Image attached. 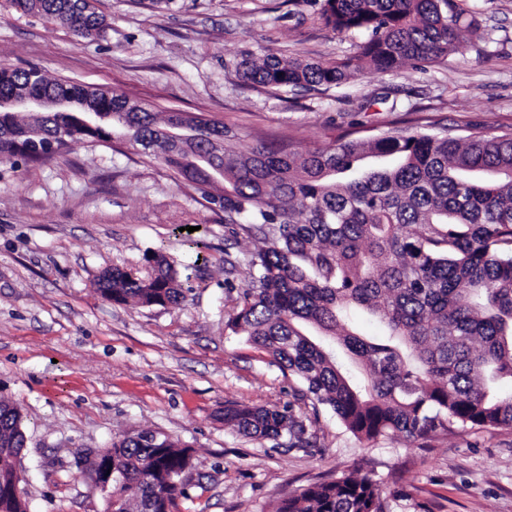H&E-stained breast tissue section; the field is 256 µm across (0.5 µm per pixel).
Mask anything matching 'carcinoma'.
<instances>
[{
	"label": "carcinoma",
	"instance_id": "obj_1",
	"mask_svg": "<svg viewBox=\"0 0 512 512\" xmlns=\"http://www.w3.org/2000/svg\"><path fill=\"white\" fill-rule=\"evenodd\" d=\"M12 3L83 39L104 23L85 0ZM321 16L338 33L366 34L355 56L335 63L244 58L243 77L274 88L331 87L367 69L438 62L457 50L463 31L479 30L455 0H324ZM25 89L62 94L73 106L3 116L0 161L39 163L53 145L129 142L143 161L224 211V224L251 243L247 285L228 326L302 383L298 400L308 411L228 403L224 423L246 437L285 439L290 448L315 447L311 429L322 407L366 440L512 429V392L490 386L512 381L511 131L348 133L300 154L262 142L244 148L237 133L203 117L196 131L203 160L194 163L169 136L180 112H128L126 96L114 91L90 100L82 84L33 67L0 68V96ZM90 107L107 116L95 130L80 123ZM145 260L147 276L104 271L101 294L148 307L180 302L173 262L161 252ZM356 311L378 319L385 334L360 336ZM24 444L20 411L1 400L0 512H28L23 496L8 491ZM109 459L118 465L106 492L112 512H175L189 449L140 431L112 442L94 464ZM275 512L386 507L377 480L352 471L288 496Z\"/></svg>",
	"mask_w": 512,
	"mask_h": 512
}]
</instances>
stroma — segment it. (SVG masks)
I'll use <instances>...</instances> for the list:
<instances>
[{
	"label": "stroma",
	"mask_w": 512,
	"mask_h": 512,
	"mask_svg": "<svg viewBox=\"0 0 512 512\" xmlns=\"http://www.w3.org/2000/svg\"><path fill=\"white\" fill-rule=\"evenodd\" d=\"M477 33L447 59L316 91L245 82L246 55L340 61L364 36L331 31L320 0H96L103 38L0 0V67L112 89L155 111L201 114L243 146L281 140L307 152L355 131L478 124L512 129V0H460ZM201 259L188 266L185 227ZM250 248L200 192L132 148L78 144L41 164L0 162V400L23 416L20 487L30 512H107L91 483L98 451L149 430L189 449L178 512H275L310 484L372 473L387 512H512V429L457 430L412 443L367 441L321 410L317 445L249 438L224 406H284L296 379L233 333ZM179 263L177 306L101 296V272Z\"/></svg>",
	"instance_id": "obj_1"
}]
</instances>
